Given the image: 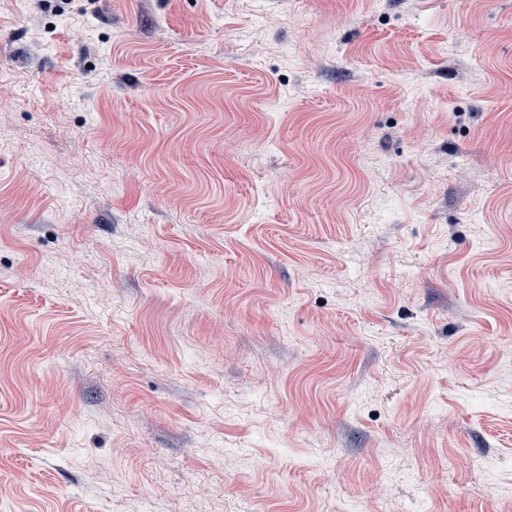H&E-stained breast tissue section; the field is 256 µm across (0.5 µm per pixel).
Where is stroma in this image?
Here are the masks:
<instances>
[{"instance_id":"obj_1","label":"stroma","mask_w":512,"mask_h":512,"mask_svg":"<svg viewBox=\"0 0 512 512\" xmlns=\"http://www.w3.org/2000/svg\"><path fill=\"white\" fill-rule=\"evenodd\" d=\"M512 512V0H0V502Z\"/></svg>"}]
</instances>
